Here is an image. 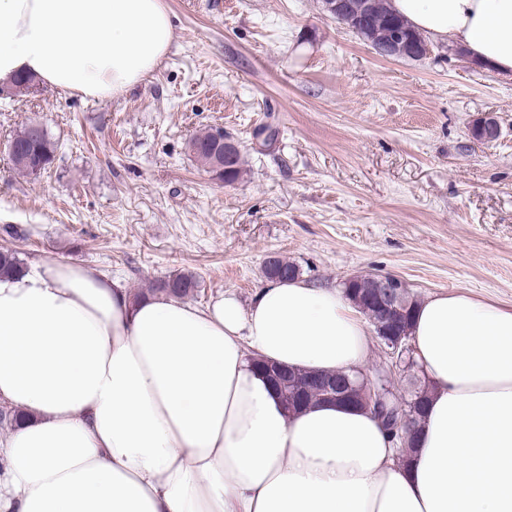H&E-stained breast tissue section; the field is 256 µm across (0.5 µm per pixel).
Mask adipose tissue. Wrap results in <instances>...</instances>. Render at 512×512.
Segmentation results:
<instances>
[{"instance_id": "adipose-tissue-1", "label": "adipose tissue", "mask_w": 512, "mask_h": 512, "mask_svg": "<svg viewBox=\"0 0 512 512\" xmlns=\"http://www.w3.org/2000/svg\"><path fill=\"white\" fill-rule=\"evenodd\" d=\"M433 40L512 75V0H390ZM174 26L163 0H0V81L104 99L146 81ZM368 327L342 290L269 281L249 304L133 299L57 261L0 279V512H512V309L420 302L430 382L405 461L374 415L288 412L253 364L359 371Z\"/></svg>"}]
</instances>
